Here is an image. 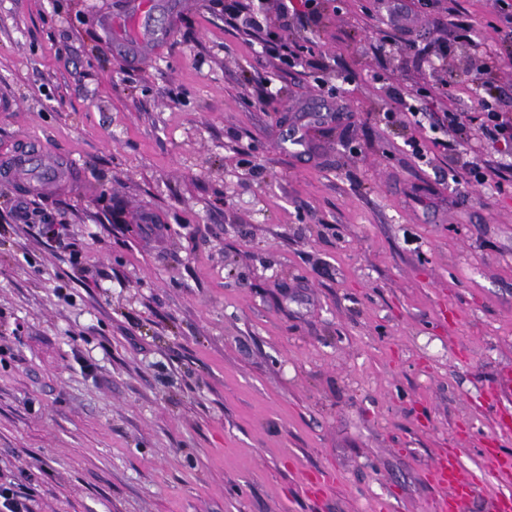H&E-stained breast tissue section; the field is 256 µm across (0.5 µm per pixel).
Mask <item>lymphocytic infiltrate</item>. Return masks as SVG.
<instances>
[{
    "label": "lymphocytic infiltrate",
    "mask_w": 512,
    "mask_h": 512,
    "mask_svg": "<svg viewBox=\"0 0 512 512\" xmlns=\"http://www.w3.org/2000/svg\"><path fill=\"white\" fill-rule=\"evenodd\" d=\"M495 21L491 28L501 41L509 46L508 54H493L481 68L466 71L465 82L477 86L479 93L468 109L444 111L434 114L424 111L418 104L416 92L394 85L388 86V102L383 112L386 125L430 129L432 140L410 136L404 141L410 154L417 160H426L431 148L454 152L461 143L471 141L473 132H480L492 144L512 148V119L495 108L496 88L492 81L494 70L512 65V0H494ZM224 22L232 28H245L265 32V48L270 55L289 67L307 63L313 48L309 42L289 36L287 32L266 31L264 18L257 0H224Z\"/></svg>",
    "instance_id": "lymphocytic-infiltrate-1"
}]
</instances>
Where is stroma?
<instances>
[{
	"label": "stroma",
	"instance_id": "35a3bbf8",
	"mask_svg": "<svg viewBox=\"0 0 512 512\" xmlns=\"http://www.w3.org/2000/svg\"><path fill=\"white\" fill-rule=\"evenodd\" d=\"M138 2L0 0V157L76 171L0 180V468L35 512H435L448 449L512 456V184L453 190L380 114L475 97L432 42L459 12L492 50L491 0H405L386 53L321 0L296 69L224 0ZM63 163L66 164L68 161L61 153L44 154L38 160H35L30 152H16L4 158L2 173L5 180H13L17 173L26 171L37 164H43L41 167L42 174L35 180L40 188H45L52 184L51 180L62 168Z\"/></svg>",
	"mask_w": 512,
	"mask_h": 512
}]
</instances>
